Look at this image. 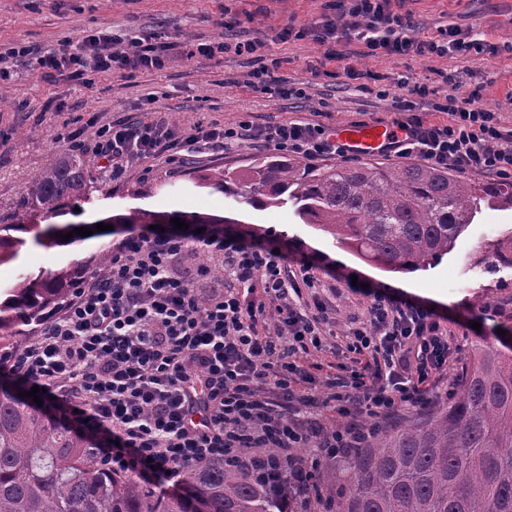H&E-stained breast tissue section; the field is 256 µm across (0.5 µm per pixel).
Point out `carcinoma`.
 I'll return each instance as SVG.
<instances>
[{"mask_svg":"<svg viewBox=\"0 0 512 512\" xmlns=\"http://www.w3.org/2000/svg\"><path fill=\"white\" fill-rule=\"evenodd\" d=\"M199 187L264 207L291 204L306 224L336 236L357 254L395 269H415L448 253L480 203L512 206V179L468 182L446 170L336 166L262 160L243 170L213 169ZM84 162L62 152L27 186L30 209L0 225V263L15 258L43 215L62 216L75 199H90ZM118 224H158L142 208ZM478 263L512 268V237ZM76 275L68 263L22 274L0 289V350L21 326L65 300ZM346 478L325 465L320 484L331 512H512V327L491 341H472L453 398L375 435L345 459ZM183 493L156 491L103 466L93 444L34 412L0 387V512H276L268 489L224 459L186 467Z\"/></svg>","mask_w":512,"mask_h":512,"instance_id":"carcinoma-1","label":"carcinoma"}]
</instances>
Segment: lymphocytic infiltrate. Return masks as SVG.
<instances>
[{"instance_id": "1", "label": "lymphocytic infiltrate", "mask_w": 512, "mask_h": 512, "mask_svg": "<svg viewBox=\"0 0 512 512\" xmlns=\"http://www.w3.org/2000/svg\"><path fill=\"white\" fill-rule=\"evenodd\" d=\"M392 0H352L342 22L314 35L325 60L338 43L367 55H465L484 51L451 27L444 41L416 33ZM255 41L162 42L157 35L84 33L75 46L43 50L18 42L0 50V81L19 66L77 80L101 73L128 78L181 57L206 65L225 53L253 54ZM444 123L411 114L396 121L386 153L490 178H512V128L477 93L449 97ZM97 154L113 174L135 160L169 165L182 153L219 155L259 135L274 149L315 161L346 157L335 132L291 120L253 132L195 125L185 133L160 119L99 124ZM316 265L287 239H254L223 224L163 231L127 227L112 245L106 274L76 281L69 298L38 325L36 339L0 359V375L20 392L41 388V411L91 439L113 472L180 485L185 467L214 458L270 487L278 512H321L314 476L342 460L405 413L423 412L447 392L440 382L453 350L437 314L388 288L356 284L367 316L342 338ZM345 348L351 365L316 379L304 359ZM336 414L324 425L325 412Z\"/></svg>"}]
</instances>
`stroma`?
<instances>
[{
    "mask_svg": "<svg viewBox=\"0 0 512 512\" xmlns=\"http://www.w3.org/2000/svg\"><path fill=\"white\" fill-rule=\"evenodd\" d=\"M351 0H0V46L23 40L50 49L88 30L115 33L165 32L169 41L220 39L222 21L235 22L233 37L260 42L262 63L274 79L269 89L254 86L246 57L227 53L218 64L199 66L176 61L161 71L131 78L96 75L91 85L65 77L47 81L40 70L21 68L0 82V219L27 202L33 175L60 151L53 136L68 128L78 132L73 151L84 162L96 187L81 216L56 217V224L88 229L70 244L44 246L28 241L18 257L0 263V286L11 284L29 270L50 271L74 261L79 272L94 270V255L121 238L123 225L94 230V221L140 207L162 218L200 215L221 219L247 235H283L302 252L324 258L321 277L336 290L337 333H345L351 318L366 315V299L338 288L339 273H356L360 281L385 286L421 301L441 317V325L460 352H467L476 335L496 336L512 315V269L488 274L478 267L476 251L512 236V207H482L473 224L441 259L414 270L390 269L360 257L327 232L302 223L289 206L255 208L224 193L195 185L198 175L213 168L241 170L256 160L274 156V149L249 138L224 154L186 155L182 163L151 160L132 162L125 174L113 176L97 156V139L86 121L98 115L108 124L130 116L150 122L167 118L182 131L200 122L235 126L247 121L271 128L288 120L313 119L333 130L357 126L392 127L396 101L433 122L447 121L440 110L448 96L463 97L480 90L484 105L498 112L503 126H512V0H400L396 12L411 14L421 36L436 40L454 26L472 31L475 39L492 45V52H468L463 58L382 55L360 56L346 47L347 61L322 63L323 46L311 39L280 43L285 27L296 29L338 18ZM354 67L357 78L346 69ZM425 86V95L402 88L401 76ZM151 185L147 197L133 196L135 181ZM490 299L481 308L476 298Z\"/></svg>",
    "mask_w": 512,
    "mask_h": 512,
    "instance_id": "1",
    "label": "stroma"
}]
</instances>
